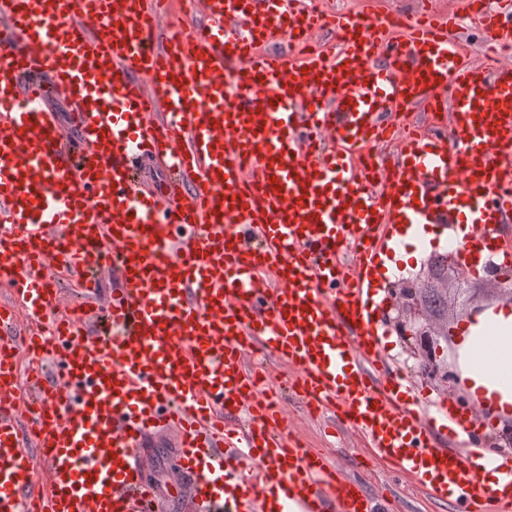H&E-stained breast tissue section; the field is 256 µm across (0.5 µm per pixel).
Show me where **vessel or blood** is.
I'll use <instances>...</instances> for the list:
<instances>
[{
	"label": "vessel or blood",
	"instance_id": "vessel-or-blood-1",
	"mask_svg": "<svg viewBox=\"0 0 512 512\" xmlns=\"http://www.w3.org/2000/svg\"><path fill=\"white\" fill-rule=\"evenodd\" d=\"M198 6L186 29L164 0H0V512H153L141 446L161 429L207 512H376L292 443L245 362L256 348L433 498L511 508L512 462L486 455L476 415L383 377L376 311L400 225L465 224L461 260L495 253L512 221V57L474 63L426 0L390 16ZM461 6L486 45L512 41V0ZM319 33L332 46L300 52ZM50 94L76 114L77 149ZM412 110L450 124L398 131ZM379 142L388 161L369 158ZM159 154L179 184L137 188L135 164ZM107 271L119 284L100 298ZM64 278L80 302L63 304Z\"/></svg>",
	"mask_w": 512,
	"mask_h": 512
}]
</instances>
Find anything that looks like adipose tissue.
I'll use <instances>...</instances> for the list:
<instances>
[{
  "label": "adipose tissue",
  "mask_w": 512,
  "mask_h": 512,
  "mask_svg": "<svg viewBox=\"0 0 512 512\" xmlns=\"http://www.w3.org/2000/svg\"><path fill=\"white\" fill-rule=\"evenodd\" d=\"M457 365L470 395L512 422V303L486 310L458 338Z\"/></svg>",
  "instance_id": "adipose-tissue-1"
}]
</instances>
